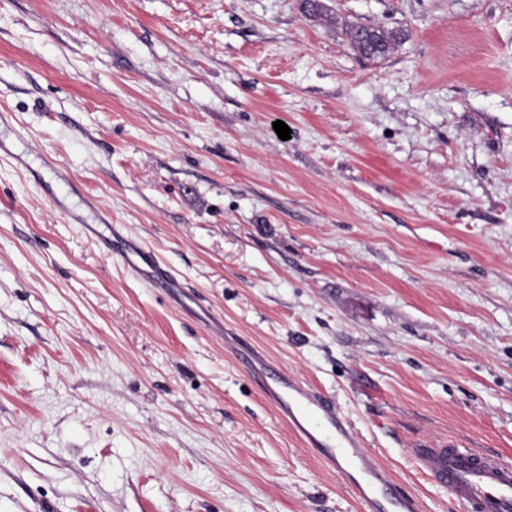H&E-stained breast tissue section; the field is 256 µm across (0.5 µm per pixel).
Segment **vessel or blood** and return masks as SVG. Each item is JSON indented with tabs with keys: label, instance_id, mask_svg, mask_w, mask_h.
<instances>
[{
	"label": "vessel or blood",
	"instance_id": "1",
	"mask_svg": "<svg viewBox=\"0 0 512 512\" xmlns=\"http://www.w3.org/2000/svg\"><path fill=\"white\" fill-rule=\"evenodd\" d=\"M85 230L104 255L120 256L148 287L171 296L183 293L184 283L143 244L118 233L104 236L93 224ZM232 352L260 381L264 397L302 445L343 478L362 512H422L419 499L398 492L393 474L361 449L356 430L333 398L274 369L258 347L238 345ZM412 454L421 472L448 489L464 512H512V462L453 441L418 442Z\"/></svg>",
	"mask_w": 512,
	"mask_h": 512
}]
</instances>
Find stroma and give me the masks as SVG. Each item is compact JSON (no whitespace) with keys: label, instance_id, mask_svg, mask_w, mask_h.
<instances>
[{"label":"stroma","instance_id":"obj_1","mask_svg":"<svg viewBox=\"0 0 512 512\" xmlns=\"http://www.w3.org/2000/svg\"><path fill=\"white\" fill-rule=\"evenodd\" d=\"M322 3L0 0V512H360L228 338L422 512L414 442L512 460V0ZM349 43L354 51L361 56L369 58H380L388 54L391 47L395 45L403 35L402 31L386 29L382 27H368L356 25L348 31ZM85 225V230L106 256H120L129 270L149 288H157L170 296L184 293V283L166 266L161 264L154 253L131 238L114 231L112 238L102 235L97 226Z\"/></svg>","mask_w":512,"mask_h":512}]
</instances>
